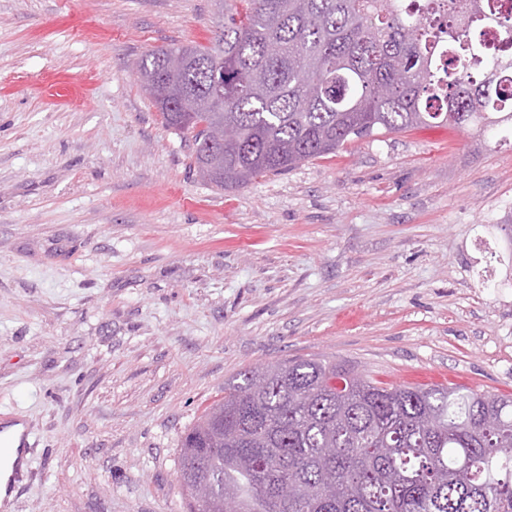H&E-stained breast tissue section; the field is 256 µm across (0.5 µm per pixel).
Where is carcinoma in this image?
Returning a JSON list of instances; mask_svg holds the SVG:
<instances>
[{"mask_svg": "<svg viewBox=\"0 0 512 512\" xmlns=\"http://www.w3.org/2000/svg\"><path fill=\"white\" fill-rule=\"evenodd\" d=\"M233 2L207 44L137 64L211 185L237 189L382 132L452 123L512 136V51L481 39L494 27L512 46V13L493 0ZM181 90L196 112L181 111ZM220 120L235 142L216 139ZM177 478L190 512H207L200 483L213 512H512V396L284 360L224 388L182 437Z\"/></svg>", "mask_w": 512, "mask_h": 512, "instance_id": "obj_1", "label": "carcinoma"}]
</instances>
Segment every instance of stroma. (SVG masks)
I'll list each match as a JSON object with an SVG mask.
<instances>
[{
    "label": "stroma",
    "mask_w": 512,
    "mask_h": 512,
    "mask_svg": "<svg viewBox=\"0 0 512 512\" xmlns=\"http://www.w3.org/2000/svg\"><path fill=\"white\" fill-rule=\"evenodd\" d=\"M215 0H0L9 512H187L181 439L245 369L324 358L512 395V142L379 135L222 190L135 65ZM24 426L21 423H16L14 425L7 424V426L2 430V438H5L11 445V457L8 465L3 468L2 476L0 479L1 484V494H0V505L3 506V500L6 498V489L5 485L8 477L10 476L12 469L19 462V468L25 467V461L28 457L27 452L23 451V442L22 435L24 433Z\"/></svg>",
    "instance_id": "35a3bbf8"
}]
</instances>
